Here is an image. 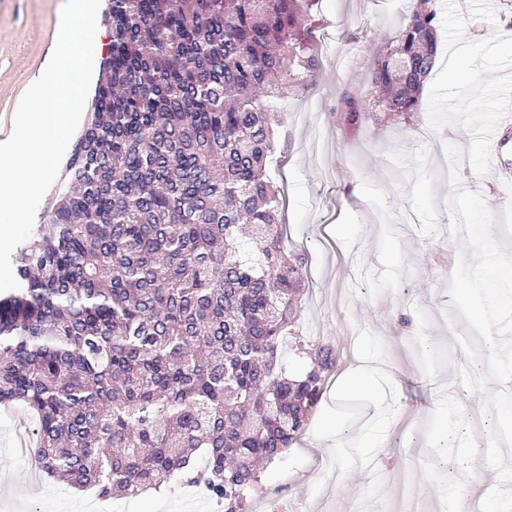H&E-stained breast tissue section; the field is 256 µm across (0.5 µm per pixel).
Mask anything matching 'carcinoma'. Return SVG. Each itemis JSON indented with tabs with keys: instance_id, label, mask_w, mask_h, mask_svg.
<instances>
[{
	"instance_id": "1",
	"label": "carcinoma",
	"mask_w": 512,
	"mask_h": 512,
	"mask_svg": "<svg viewBox=\"0 0 512 512\" xmlns=\"http://www.w3.org/2000/svg\"><path fill=\"white\" fill-rule=\"evenodd\" d=\"M315 2L110 0L72 186L0 296V406L35 414L41 475L103 501L187 482L245 512L256 464L306 430L339 352L297 342L303 372L282 366L306 259L284 247L265 169L281 124L267 101L321 69ZM427 2L337 121L417 111L437 54Z\"/></svg>"
}]
</instances>
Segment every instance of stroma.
<instances>
[{
    "mask_svg": "<svg viewBox=\"0 0 512 512\" xmlns=\"http://www.w3.org/2000/svg\"><path fill=\"white\" fill-rule=\"evenodd\" d=\"M64 0H0V132L47 67ZM414 0H319L315 36L323 66L315 86L273 101L283 112V152L266 166L286 196L288 248L308 256L295 335L340 349L301 444L271 464L254 503L288 499L293 512H391L410 469L425 479L421 512L469 498L470 477L497 481L484 459L490 422L465 391L458 344L467 324L448 295L462 245L448 232L446 145L464 153L460 179L512 247V186L500 183L486 133L512 111V0H432L440 65L409 122H336L340 92L367 91L368 67ZM476 72L475 83L458 82ZM24 406L0 407V512H224L195 487L165 500L147 494L102 501L47 477L31 482L18 449Z\"/></svg>",
    "mask_w": 512,
    "mask_h": 512,
    "instance_id": "1",
    "label": "stroma"
}]
</instances>
